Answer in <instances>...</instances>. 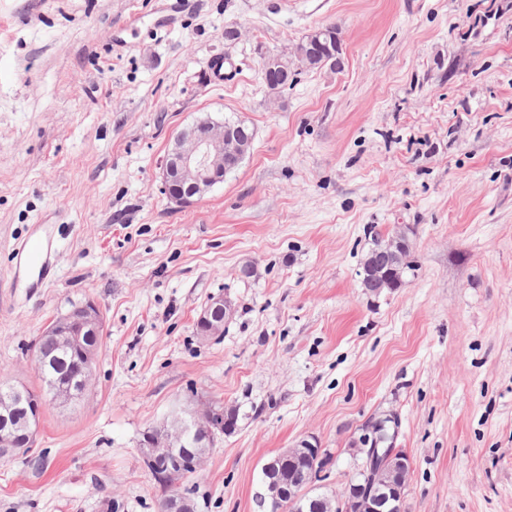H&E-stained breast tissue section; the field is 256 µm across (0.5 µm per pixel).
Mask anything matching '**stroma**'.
I'll use <instances>...</instances> for the list:
<instances>
[{"label": "stroma", "instance_id": "stroma-1", "mask_svg": "<svg viewBox=\"0 0 512 512\" xmlns=\"http://www.w3.org/2000/svg\"><path fill=\"white\" fill-rule=\"evenodd\" d=\"M183 2L0 0V376L40 389L47 326L89 301L103 315L89 390L40 419L43 465L0 463V512H158L143 436L214 403L239 419L187 484L197 512H256L263 465L303 438L341 491L353 440L389 413L405 512H512V9ZM326 25L340 69L270 94L264 56ZM206 116L256 136L181 207L160 162ZM41 224L59 253L42 286L13 261ZM398 227L415 268L371 294L370 232ZM218 297L235 313L201 338ZM226 305L228 306L229 304L224 302L223 298H217L203 309L196 323L198 335L207 339L211 336H217L222 332L219 322Z\"/></svg>", "mask_w": 512, "mask_h": 512}]
</instances>
